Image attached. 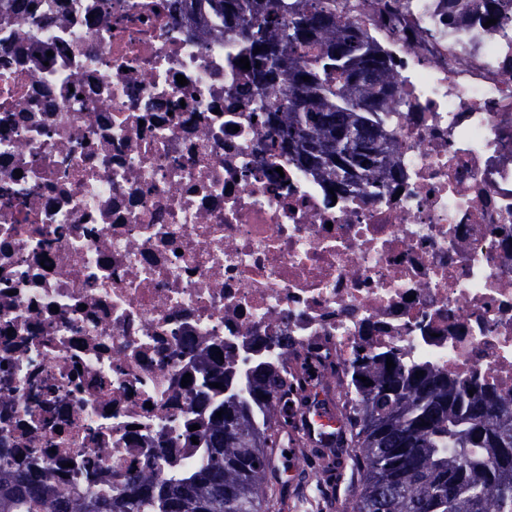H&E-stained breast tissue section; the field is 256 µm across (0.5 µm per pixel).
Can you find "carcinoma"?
<instances>
[{
	"instance_id": "1",
	"label": "carcinoma",
	"mask_w": 512,
	"mask_h": 512,
	"mask_svg": "<svg viewBox=\"0 0 512 512\" xmlns=\"http://www.w3.org/2000/svg\"><path fill=\"white\" fill-rule=\"evenodd\" d=\"M474 6L485 20L512 14V0ZM170 15L204 40L224 29L231 62L248 58L245 92L258 102L268 151L338 193L400 181L383 125V113L400 104L398 63L336 0H172ZM314 360L333 370L309 349L289 375L260 358L235 377L205 364L195 395L208 411L198 434L205 461L187 477L132 472L117 497L110 489L60 494L1 462L0 512H263L276 479L273 437L288 425L281 403L306 388ZM340 413L359 477L348 512H512V394L363 345Z\"/></svg>"
}]
</instances>
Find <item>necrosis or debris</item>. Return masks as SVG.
Returning <instances> with one entry per match:
<instances>
[{
  "instance_id": "4bbe7bcc",
  "label": "necrosis or debris",
  "mask_w": 512,
  "mask_h": 512,
  "mask_svg": "<svg viewBox=\"0 0 512 512\" xmlns=\"http://www.w3.org/2000/svg\"><path fill=\"white\" fill-rule=\"evenodd\" d=\"M353 2L399 60L404 179L334 197L260 157L223 36L169 0H0V460L62 492L191 474L181 381L218 348H313L343 387L367 341L512 389V23Z\"/></svg>"
}]
</instances>
